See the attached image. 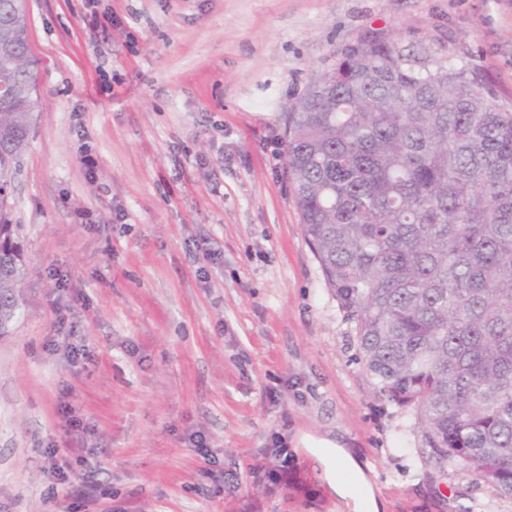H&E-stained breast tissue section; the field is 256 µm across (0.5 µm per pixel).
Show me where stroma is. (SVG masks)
<instances>
[{
	"label": "stroma",
	"mask_w": 512,
	"mask_h": 512,
	"mask_svg": "<svg viewBox=\"0 0 512 512\" xmlns=\"http://www.w3.org/2000/svg\"><path fill=\"white\" fill-rule=\"evenodd\" d=\"M27 7L41 107L7 200L27 275L0 336V512H351L320 439L383 512H512L375 395L285 160L297 97L368 31L512 102V0ZM315 448H335L332 455L322 456V461L337 497L351 501L355 512H382L381 502L367 487L362 466L346 448L328 441L318 442Z\"/></svg>",
	"instance_id": "35a3bbf8"
}]
</instances>
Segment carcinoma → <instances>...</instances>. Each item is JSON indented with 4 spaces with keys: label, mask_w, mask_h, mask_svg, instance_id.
Instances as JSON below:
<instances>
[{
    "label": "carcinoma",
    "mask_w": 512,
    "mask_h": 512,
    "mask_svg": "<svg viewBox=\"0 0 512 512\" xmlns=\"http://www.w3.org/2000/svg\"><path fill=\"white\" fill-rule=\"evenodd\" d=\"M0 335L26 266L6 202L40 108L28 23L0 59ZM289 113L288 179L376 393L435 463L512 496V106L428 43L365 35Z\"/></svg>",
    "instance_id": "carcinoma-1"
}]
</instances>
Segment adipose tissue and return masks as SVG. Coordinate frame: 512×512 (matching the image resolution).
Wrapping results in <instances>:
<instances>
[{
	"label": "adipose tissue",
	"mask_w": 512,
	"mask_h": 512,
	"mask_svg": "<svg viewBox=\"0 0 512 512\" xmlns=\"http://www.w3.org/2000/svg\"><path fill=\"white\" fill-rule=\"evenodd\" d=\"M323 463L337 497L353 503L355 512H380L382 505L369 490L362 466L346 448L335 447Z\"/></svg>",
	"instance_id": "ef3b65f1"
}]
</instances>
